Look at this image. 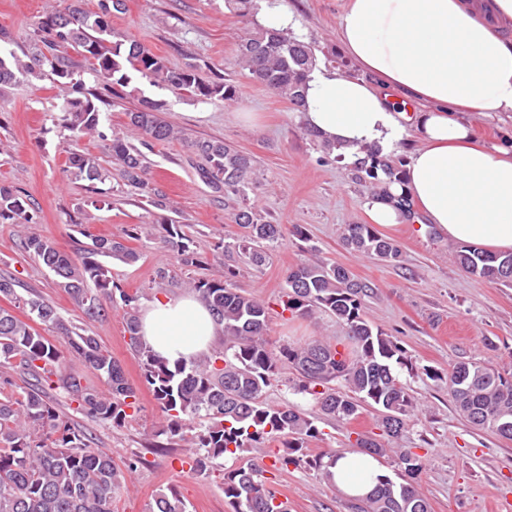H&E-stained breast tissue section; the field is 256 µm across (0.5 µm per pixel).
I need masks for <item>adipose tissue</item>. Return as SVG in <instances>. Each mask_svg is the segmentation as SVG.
Returning <instances> with one entry per match:
<instances>
[{
  "label": "adipose tissue",
  "instance_id": "obj_1",
  "mask_svg": "<svg viewBox=\"0 0 512 512\" xmlns=\"http://www.w3.org/2000/svg\"><path fill=\"white\" fill-rule=\"evenodd\" d=\"M336 41L363 75L314 67L301 118L349 160L365 147L391 152L407 129L418 144L403 181L416 221L492 253L512 251V143H476L470 113H512V0H347ZM221 325L193 295L147 304L139 334L169 364H187L218 341ZM345 497H365L381 475L369 455L330 466Z\"/></svg>",
  "mask_w": 512,
  "mask_h": 512
}]
</instances>
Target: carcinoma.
<instances>
[{
  "label": "carcinoma",
  "instance_id": "obj_1",
  "mask_svg": "<svg viewBox=\"0 0 512 512\" xmlns=\"http://www.w3.org/2000/svg\"><path fill=\"white\" fill-rule=\"evenodd\" d=\"M225 2L246 22L258 10V0ZM125 10V0H99L96 12L85 10L83 0H69L62 10H46L25 59L13 52L0 55V85L20 79H47L55 84L61 102L54 122L75 143L84 138L107 139L103 114L140 93L132 85L135 76L202 103L230 102L237 97V86L224 74L212 70L204 76L194 63L170 68L145 44L116 33L110 18ZM73 52L84 58L94 81L109 95L86 86L75 70ZM236 62L254 81L302 109L304 86L314 62L309 43L283 29L246 28L238 37ZM163 108L161 100L140 98L138 106L127 111L139 145L116 134L111 139L112 158L120 165L131 193L163 212L156 220L165 231L160 236L163 247L177 252L182 263L192 265L194 257L174 241L176 220L165 215L169 210L166 197L148 177L144 165L142 149H150L156 142L184 139V133L164 119ZM185 143L204 158L196 171L217 197L230 201L246 196L253 174L250 156L221 140L185 139ZM68 169L74 179L88 182L87 189L93 194L90 206L99 210L108 204L104 192L96 187L108 177L99 157L71 149ZM355 169L359 181L382 192L402 182L399 160L370 155L356 163ZM230 220L244 229L232 247L255 266L262 265L284 238L282 225L251 209L232 214ZM0 223L23 229L36 223L29 200L11 186L0 185ZM342 236L357 252L383 262L401 261L399 246L369 224H346ZM21 243L54 274L87 319L105 317L109 305L125 307V323L141 362L142 377L166 420L163 432L176 435L194 420L203 421L191 437V470L198 475L207 474L217 458L236 457L250 448L278 442L281 448L273 454L272 467L286 470L304 463L331 480L328 467L337 452H324L311 461L304 452L308 441L319 435L314 421L289 402L279 406L266 403V390L284 366L297 374L289 388L309 397L327 417L349 422L371 406L379 412L383 434L397 440L415 414L417 400L395 372V367L406 364L403 348L364 315L373 285L357 279L342 265L317 257L299 263L288 272L280 306L301 318L322 313L336 317L345 327V340L316 336L302 343L272 345L268 339L269 307L238 293L233 287L236 272L229 268L222 280L189 282L223 326L224 351L203 362L171 367L140 340L136 297L114 284L105 262L109 258L134 263L139 259L136 250L120 241L94 238L80 254L70 256L52 241L29 232L22 235ZM454 259L477 279L512 287V253L492 254L462 244L454 251ZM0 297L23 304L40 324L67 337L70 355L107 382L105 390L82 384L48 337L0 307V383L13 385L17 371L27 377L20 392L0 398V512H112V502L126 475L138 468L141 458L122 468L116 465L50 405L48 391L58 390L78 403L80 413L120 427L140 410L137 387L96 337L76 331L51 303L33 293L20 295L16 281L2 276ZM425 374L445 381L456 411L471 427L512 440V380L476 359L454 363L445 377L429 370ZM354 447L378 458L393 452L399 472L397 482L387 475L380 477L373 492L352 505L356 512H430L419 489L421 455L410 448L389 450L363 433L357 435ZM264 472L258 463L224 472V499L232 512H287L285 503L267 486ZM148 512H188V508L171 486L155 496Z\"/></svg>",
  "mask_w": 512,
  "mask_h": 512
}]
</instances>
